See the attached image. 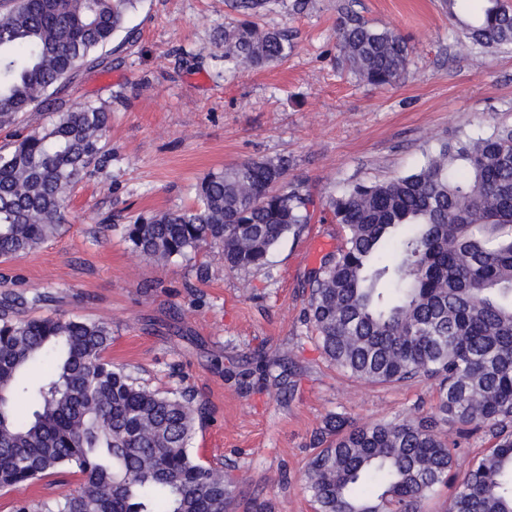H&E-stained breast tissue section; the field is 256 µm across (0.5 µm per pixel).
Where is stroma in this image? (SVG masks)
I'll return each instance as SVG.
<instances>
[{
    "label": "stroma",
    "mask_w": 512,
    "mask_h": 512,
    "mask_svg": "<svg viewBox=\"0 0 512 512\" xmlns=\"http://www.w3.org/2000/svg\"><path fill=\"white\" fill-rule=\"evenodd\" d=\"M478 6L461 0L453 20L443 0H275L260 23L290 31L294 50L239 71L215 47L231 20L224 0H139L126 19L131 40L115 38L102 64L80 69L18 129L0 130L6 153L17 133L49 126L73 105H110L107 163L72 191L56 237L0 260V299L50 285L48 300L17 307L16 317L111 323L113 364L150 389L206 401L210 415L190 451L239 478L235 512L257 502L314 512L304 473L328 415L367 424L433 410L429 385L367 384L324 359L304 322L307 280L342 242L319 204L326 193L411 172L441 142L512 124V45L484 53L458 25ZM351 16L407 39L397 85H369L341 62L336 27ZM279 157L314 204L310 223L265 266L230 272L206 251L158 265L133 251L124 227L137 217L192 206L208 172ZM257 348L282 359L287 387L255 373ZM79 484L76 474L51 475L0 495V512Z\"/></svg>",
    "instance_id": "obj_1"
}]
</instances>
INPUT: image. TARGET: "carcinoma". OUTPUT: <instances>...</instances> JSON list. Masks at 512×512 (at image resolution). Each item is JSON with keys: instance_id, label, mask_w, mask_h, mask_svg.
<instances>
[{"instance_id": "obj_1", "label": "carcinoma", "mask_w": 512, "mask_h": 512, "mask_svg": "<svg viewBox=\"0 0 512 512\" xmlns=\"http://www.w3.org/2000/svg\"><path fill=\"white\" fill-rule=\"evenodd\" d=\"M137 2L0 0V129L100 62ZM484 2L461 24L494 53L512 44V10ZM270 3L231 0L237 18L223 45L234 67H266L291 52L287 32L255 22ZM336 46L368 84L392 87L407 72L408 43L393 29L350 18ZM110 119L104 106H73L0 154V258L26 256L58 233L73 188L106 162ZM288 168L251 158L209 172L194 207L139 217L127 239L159 264L209 250L230 272L260 268L311 220ZM322 209L343 242L310 280L306 324L319 350L356 380L429 382L437 404L371 425L329 415L305 473L315 512H422L458 469L460 439L480 429L493 443L469 460L448 512H512V126L444 143L410 174L330 192ZM17 305L0 301V492L68 471L81 475L78 490L39 512H228L231 474L189 451L205 404L113 365L111 324L18 320ZM35 363L43 376L28 383Z\"/></svg>"}]
</instances>
